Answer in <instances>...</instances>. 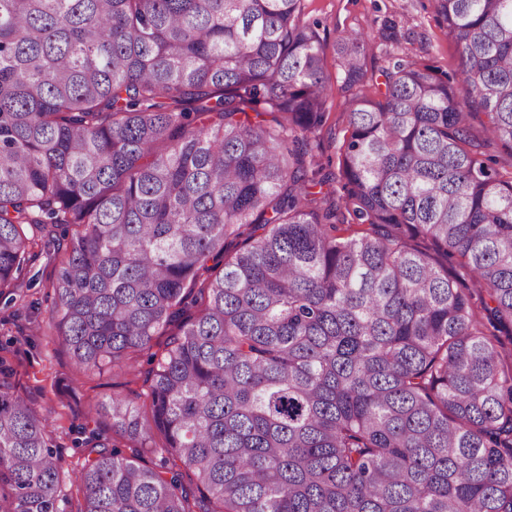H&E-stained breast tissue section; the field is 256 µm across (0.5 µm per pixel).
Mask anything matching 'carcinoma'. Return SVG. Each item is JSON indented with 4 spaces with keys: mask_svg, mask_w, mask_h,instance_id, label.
Segmentation results:
<instances>
[{
    "mask_svg": "<svg viewBox=\"0 0 512 512\" xmlns=\"http://www.w3.org/2000/svg\"><path fill=\"white\" fill-rule=\"evenodd\" d=\"M303 2L0 0V297L51 247L76 371L150 365L95 409L129 446L89 431L77 512H512V172L472 124L512 151V0H434L453 80L368 93L373 40H336L352 232ZM58 448L0 382V512H67Z\"/></svg>",
    "mask_w": 512,
    "mask_h": 512,
    "instance_id": "carcinoma-1",
    "label": "carcinoma"
}]
</instances>
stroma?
Here are the masks:
<instances>
[{
	"mask_svg": "<svg viewBox=\"0 0 512 512\" xmlns=\"http://www.w3.org/2000/svg\"><path fill=\"white\" fill-rule=\"evenodd\" d=\"M302 19L317 25L330 45L352 30L371 36L374 55L366 74L371 90L381 86L383 69L401 59L426 62L448 74L455 69V48L431 0H306ZM328 74L327 119L320 134L319 159L325 171L334 173L339 168L348 117L336 64H329ZM54 279L55 264L49 253L36 250L23 285L9 298L0 299V366L11 370L16 392L48 417L64 460L66 489L73 494L77 491L73 478L86 454L74 440L89 408L115 392H143L149 366L142 358L131 375L115 369L99 383L77 379L69 356L45 330L54 303Z\"/></svg>",
	"mask_w": 512,
	"mask_h": 512,
	"instance_id": "stroma-1",
	"label": "stroma"
}]
</instances>
